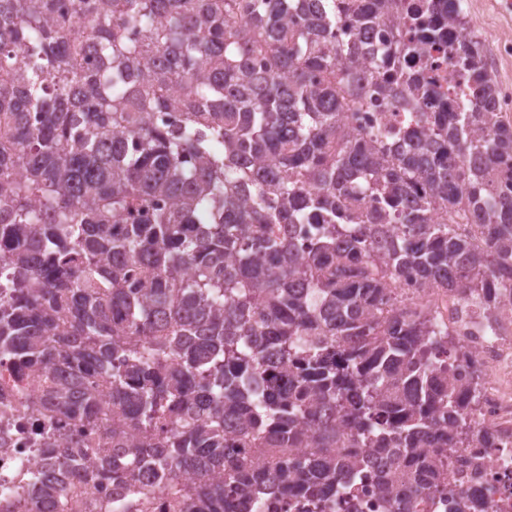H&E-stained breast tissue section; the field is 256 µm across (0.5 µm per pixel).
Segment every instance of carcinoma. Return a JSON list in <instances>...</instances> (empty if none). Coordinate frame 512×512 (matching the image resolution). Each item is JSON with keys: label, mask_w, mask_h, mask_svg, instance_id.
Wrapping results in <instances>:
<instances>
[{"label": "carcinoma", "mask_w": 512, "mask_h": 512, "mask_svg": "<svg viewBox=\"0 0 512 512\" xmlns=\"http://www.w3.org/2000/svg\"><path fill=\"white\" fill-rule=\"evenodd\" d=\"M470 28L460 0H0V360L34 414L112 406L79 461L45 442L62 512L103 481L112 512L161 490L171 512H355L372 468L391 512H489L448 472L497 447L480 366L393 288H446L490 332L512 296V121ZM442 48L455 111L422 73ZM422 102L409 131L350 123ZM407 27V19L403 15H398L393 23V28L390 27H373L367 30L366 33L361 37L364 42L365 51H369L372 48L378 47L384 43V40L389 37V32L393 30L401 31Z\"/></svg>", "instance_id": "1"}]
</instances>
